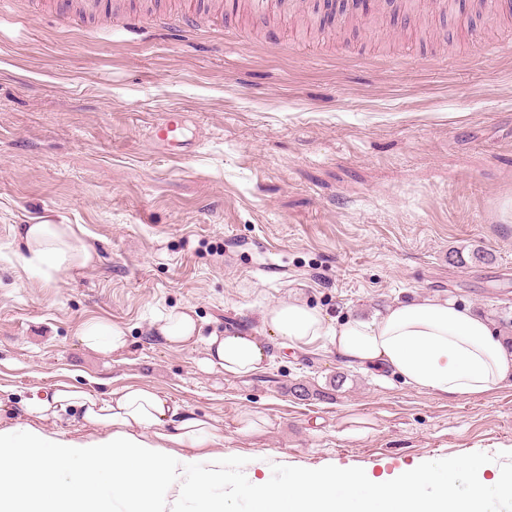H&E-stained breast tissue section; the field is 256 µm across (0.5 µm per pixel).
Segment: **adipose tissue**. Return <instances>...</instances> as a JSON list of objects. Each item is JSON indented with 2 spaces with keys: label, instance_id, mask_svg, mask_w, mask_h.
<instances>
[{
  "label": "adipose tissue",
  "instance_id": "adipose-tissue-1",
  "mask_svg": "<svg viewBox=\"0 0 512 512\" xmlns=\"http://www.w3.org/2000/svg\"><path fill=\"white\" fill-rule=\"evenodd\" d=\"M23 263L52 274L88 266L92 250L77 245L67 224H26ZM272 335L299 350L330 345L349 368L399 375L418 390L448 398L474 397L512 386V349L488 318L455 301L427 296L387 306L370 319L327 325L322 313L298 300L277 303L262 314ZM156 336L172 347L193 343L192 313L173 311L154 323ZM207 366L225 375L251 377L268 356L256 336L212 334ZM26 421L0 428V512H177L184 500L225 512L211 497L224 481L223 455L207 444L223 438L211 419L185 411L158 390L137 384L99 398L69 383L23 402ZM77 407L97 433L80 440L43 430L58 411ZM207 469H195L198 458Z\"/></svg>",
  "mask_w": 512,
  "mask_h": 512
}]
</instances>
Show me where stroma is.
Here are the masks:
<instances>
[{
  "label": "stroma",
  "instance_id": "obj_1",
  "mask_svg": "<svg viewBox=\"0 0 512 512\" xmlns=\"http://www.w3.org/2000/svg\"><path fill=\"white\" fill-rule=\"evenodd\" d=\"M180 2L107 0L74 24L0 0V426L59 382L102 397L138 383L216 419L215 451L246 458L251 481L276 464L378 474L512 452V388L446 398L289 349L262 323L288 299L335 324L438 295L512 337V11L384 7L379 27L316 37L285 7L256 21L249 0L218 25L164 27ZM175 109L182 156L149 135ZM45 221L93 262L25 268L18 228ZM184 307L197 341L167 346L153 321ZM92 320L127 346L87 349ZM226 330L259 336L264 372L205 367Z\"/></svg>",
  "mask_w": 512,
  "mask_h": 512
}]
</instances>
